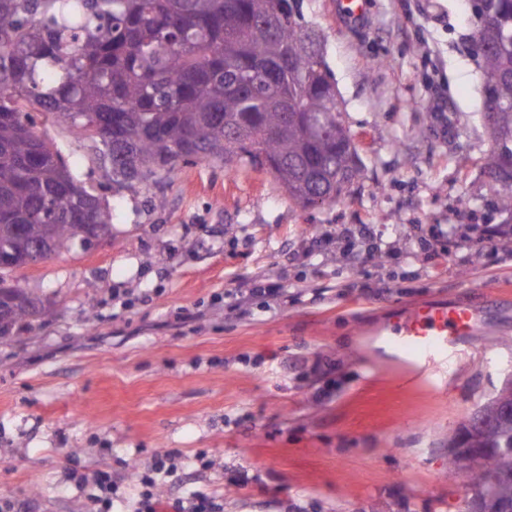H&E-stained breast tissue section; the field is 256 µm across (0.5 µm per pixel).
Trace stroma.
<instances>
[{
    "label": "stroma",
    "mask_w": 512,
    "mask_h": 512,
    "mask_svg": "<svg viewBox=\"0 0 512 512\" xmlns=\"http://www.w3.org/2000/svg\"><path fill=\"white\" fill-rule=\"evenodd\" d=\"M301 11L363 162L336 202L200 159L118 187L66 122L46 125L108 200L112 237L17 272L57 307L0 344V499L22 512H95L100 471L134 512V468L164 453L195 462L220 512H464L448 439L512 374V214L494 206L470 2ZM267 282L277 303L236 307ZM432 301L480 323L445 376L418 378L379 332Z\"/></svg>",
    "instance_id": "35a3bbf8"
}]
</instances>
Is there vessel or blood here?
Listing matches in <instances>:
<instances>
[{"instance_id": "obj_1", "label": "vessel or blood", "mask_w": 512, "mask_h": 512, "mask_svg": "<svg viewBox=\"0 0 512 512\" xmlns=\"http://www.w3.org/2000/svg\"><path fill=\"white\" fill-rule=\"evenodd\" d=\"M477 327L472 305L430 302L392 317L385 330V343L413 371L424 373L447 361L451 350Z\"/></svg>"}]
</instances>
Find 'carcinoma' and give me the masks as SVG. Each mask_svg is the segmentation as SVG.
<instances>
[{"label":"carcinoma","mask_w":512,"mask_h":512,"mask_svg":"<svg viewBox=\"0 0 512 512\" xmlns=\"http://www.w3.org/2000/svg\"><path fill=\"white\" fill-rule=\"evenodd\" d=\"M477 34L491 157L512 154V0H482ZM300 0H0V245L59 255L82 214L112 231V209L64 161L37 117L65 119L111 163L112 183L171 179L203 159L273 176L294 202L331 203L362 159ZM512 212V169L490 170ZM0 342L53 309L0 271ZM487 442L504 456L470 468L485 496L512 491V417Z\"/></svg>","instance_id":"1"}]
</instances>
